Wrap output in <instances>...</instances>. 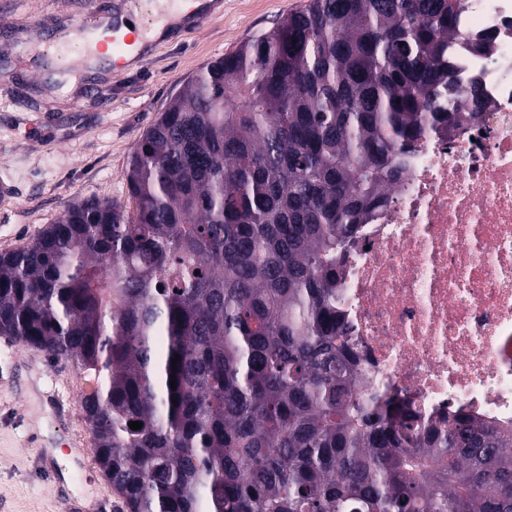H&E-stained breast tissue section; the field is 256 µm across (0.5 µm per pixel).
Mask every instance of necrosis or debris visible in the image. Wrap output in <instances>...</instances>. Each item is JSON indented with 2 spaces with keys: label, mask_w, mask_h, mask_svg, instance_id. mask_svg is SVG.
I'll list each match as a JSON object with an SVG mask.
<instances>
[{
  "label": "necrosis or debris",
  "mask_w": 512,
  "mask_h": 512,
  "mask_svg": "<svg viewBox=\"0 0 512 512\" xmlns=\"http://www.w3.org/2000/svg\"><path fill=\"white\" fill-rule=\"evenodd\" d=\"M487 33L488 53L469 49ZM453 58L468 116L403 155L349 248L341 308L360 395L512 435V0H465Z\"/></svg>",
  "instance_id": "4bbe7bcc"
}]
</instances>
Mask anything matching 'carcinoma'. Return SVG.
I'll list each match as a JSON object with an SVG mask.
<instances>
[{
	"label": "carcinoma",
	"instance_id": "obj_1",
	"mask_svg": "<svg viewBox=\"0 0 512 512\" xmlns=\"http://www.w3.org/2000/svg\"><path fill=\"white\" fill-rule=\"evenodd\" d=\"M463 8L308 0L184 82L129 159L134 210L77 202L0 254V336L94 374L129 512H512V436L358 397L336 301L400 155L462 121L438 102Z\"/></svg>",
	"mask_w": 512,
	"mask_h": 512
}]
</instances>
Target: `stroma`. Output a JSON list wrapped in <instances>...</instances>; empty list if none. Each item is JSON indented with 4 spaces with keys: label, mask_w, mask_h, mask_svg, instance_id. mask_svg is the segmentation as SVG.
I'll use <instances>...</instances> for the list:
<instances>
[{
    "label": "stroma",
    "mask_w": 512,
    "mask_h": 512,
    "mask_svg": "<svg viewBox=\"0 0 512 512\" xmlns=\"http://www.w3.org/2000/svg\"><path fill=\"white\" fill-rule=\"evenodd\" d=\"M305 0H223L201 27L154 44L137 69L84 76L48 96L55 55L83 46L76 28L122 0H0V253L28 244L72 203L109 196L126 209L130 156L185 80ZM96 381L0 336V512H128L101 471L82 408ZM83 450L81 461L70 446Z\"/></svg>",
    "instance_id": "35a3bbf8"
}]
</instances>
